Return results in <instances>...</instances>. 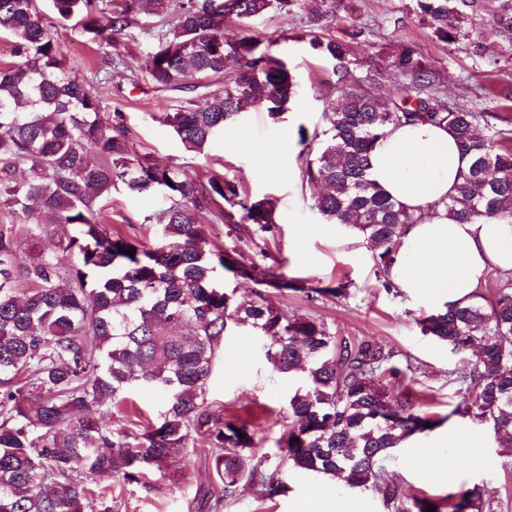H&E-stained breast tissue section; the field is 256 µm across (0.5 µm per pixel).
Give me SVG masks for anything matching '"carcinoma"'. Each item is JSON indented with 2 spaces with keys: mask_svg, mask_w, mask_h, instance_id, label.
Instances as JSON below:
<instances>
[{
  "mask_svg": "<svg viewBox=\"0 0 512 512\" xmlns=\"http://www.w3.org/2000/svg\"><path fill=\"white\" fill-rule=\"evenodd\" d=\"M0 0V36L13 61L0 62V197L31 238L49 224L68 226L62 254L20 259L14 227H0V512H112V487L98 477L139 483L164 468L193 435L209 443L222 483L213 507L235 499L242 481L263 497L279 493L274 474L253 463L249 423H226L206 399L223 338L249 331L267 337L274 370L302 385L288 402L294 425L280 461L312 478L358 492L382 488L399 509V485L382 462L435 420L415 410L396 354L370 341L337 340L321 320L272 306L265 292L244 298L224 288L220 271L256 280L257 266L236 251L207 248V223H274V204L254 200L234 179L207 182L158 166L131 151L133 135L120 112H102L91 86L72 78L56 27L77 20V34L112 43L134 24L133 10L162 18L145 73L159 90L190 93L162 121L186 152L203 155L224 126L251 107L274 118L288 110L296 80L272 53L273 43L248 33L236 40L224 24L243 26L269 14L305 20L302 37L332 66L324 127H299L302 184L329 224L362 234L387 271L414 216L368 179L375 142L390 126L444 125L470 156L446 215L512 219V79L497 58L483 56L468 24L493 29L512 55V0H413L433 37L482 58L484 96L493 112H476L467 96L448 97L447 76L412 45L387 54L395 92L381 99L371 78L356 75L351 42L330 34L343 0ZM121 187L158 194L162 242L148 248L106 227L102 202ZM133 249L135 255L126 251ZM259 284L301 291L284 273L264 271ZM27 287H18L19 281ZM491 298L428 315L424 332L462 355L454 381L462 412L491 425L498 446L512 452V275L494 281ZM133 388L162 397L158 425L112 430L100 416ZM418 512H484L477 490L444 503L422 500Z\"/></svg>",
  "mask_w": 512,
  "mask_h": 512,
  "instance_id": "carcinoma-1",
  "label": "carcinoma"
}]
</instances>
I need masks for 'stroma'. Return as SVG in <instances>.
I'll return each mask as SVG.
<instances>
[{
    "mask_svg": "<svg viewBox=\"0 0 512 512\" xmlns=\"http://www.w3.org/2000/svg\"><path fill=\"white\" fill-rule=\"evenodd\" d=\"M350 4L354 18L365 28L354 47L357 72L365 74L368 62H375V92L387 95L394 89L384 53L395 41L413 44L447 75L449 96L462 92L458 77H468L474 87L482 84L481 59L433 38L413 13L412 0H350ZM136 19L129 33L109 44L91 43L71 28L60 29V50L71 76L92 84L104 112L123 113L138 153L159 164H178L195 181L216 173L237 177L250 197L273 201L275 222L269 231L247 234L234 224L206 227L212 250H237L240 261L274 267L302 284L299 292L268 290L271 304L324 321L338 338L376 343L412 363L407 382L416 410L437 425L409 438L385 463L401 489L404 512H412L416 500H438L472 489L482 493L486 512H512V457L501 454L490 425L457 413L463 395L453 372L460 357L423 334L421 321L431 314L430 304L388 290L366 241L324 221L302 184L298 130L322 129L331 80L329 63L300 40L304 21L269 15L250 25L254 34L275 40L277 55L295 72L297 95L283 121L273 122L256 110L242 113L225 128L223 139L204 155L195 156L185 152L168 126L154 119L156 113L175 111L180 99L146 81L141 64L154 42L157 19L141 12ZM117 52L127 56V67L109 68L107 60ZM253 143L262 144L265 154L250 151ZM162 206L158 196L133 195L122 189L104 203L113 230L149 245L160 241L155 214ZM337 286L344 287V294L331 295V288ZM308 287L322 289V296L307 298ZM295 388L294 382L267 364L260 337L241 332L222 342L206 397L221 405L225 421H250L256 459L267 470L277 471L284 486L282 493L263 498L250 484L241 483L236 499L222 512H394L377 489L342 494L333 487L321 496L316 492L317 481L278 467V443L293 425L288 398ZM159 410L156 394L133 391L112 409L110 424L115 429L144 425L156 420ZM208 448L206 439L195 438L164 479L149 486L113 483L114 512H213L221 484Z\"/></svg>",
    "mask_w": 512,
    "mask_h": 512,
    "instance_id": "35a3bbf8",
    "label": "stroma"
}]
</instances>
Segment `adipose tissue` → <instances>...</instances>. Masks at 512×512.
Returning a JSON list of instances; mask_svg holds the SVG:
<instances>
[{
	"label": "adipose tissue",
	"mask_w": 512,
	"mask_h": 512,
	"mask_svg": "<svg viewBox=\"0 0 512 512\" xmlns=\"http://www.w3.org/2000/svg\"><path fill=\"white\" fill-rule=\"evenodd\" d=\"M468 165L453 134L430 123L387 129L370 154L369 179L415 218L389 279L438 311L470 302L490 274L512 273V222L474 216L460 223L440 206L455 194Z\"/></svg>",
	"instance_id": "ef3b65f1"
}]
</instances>
